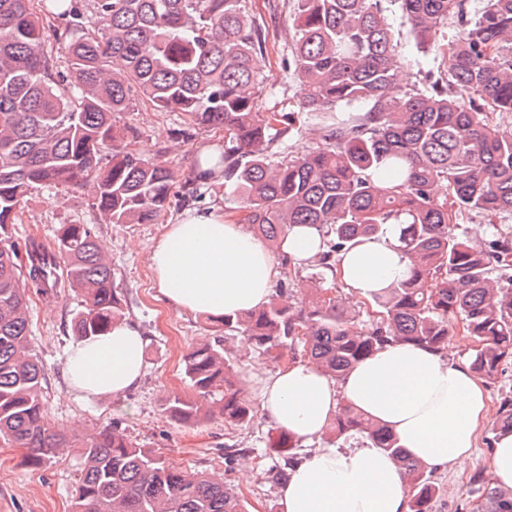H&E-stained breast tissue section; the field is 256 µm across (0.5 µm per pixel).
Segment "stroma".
<instances>
[{"label": "stroma", "mask_w": 512, "mask_h": 512, "mask_svg": "<svg viewBox=\"0 0 512 512\" xmlns=\"http://www.w3.org/2000/svg\"><path fill=\"white\" fill-rule=\"evenodd\" d=\"M388 15L398 53L406 63L400 77L401 88L419 84L423 71L428 69L447 75L448 61L442 53H422L397 11L389 10ZM245 16L265 24L268 31L267 49L256 59V70L264 79L259 98L261 112L298 111L301 90L295 80L285 79L282 71L291 47L287 0H246ZM182 120L180 113L156 112L142 102L116 116L118 127L136 130L135 147L144 156L168 149L170 160L185 181L194 177L195 151L223 139L224 134L202 128L190 141L174 140L172 132ZM202 192V198L190 205L194 209L219 206L234 212L236 205L224 185L210 183L203 186ZM190 206L173 201L163 221L154 224H105L82 190L36 188L28 195L15 226L16 237L34 236L49 244L58 225H96L115 284L124 295L125 318L136 323L147 338L144 374L135 389L106 400L76 397L68 389L64 364L75 342L70 320L79 309L80 300L69 290L47 297L31 296L29 346L44 365L48 415L59 428L85 433L118 426L143 448L174 465L223 476L245 501L248 512H280V489L264 478L265 469L280 460L273 450L279 434L263 414H256L249 426L233 430L217 416L185 426L170 421L163 412L170 395L193 396L183 373V357L205 338L223 336L225 350L247 371L245 391L249 399L257 397V383L249 374L251 367L258 363L270 372L278 367L271 357L246 346L242 337L224 336L221 323L202 314L174 310L159 299L151 252L166 223ZM491 436V427H484L465 471L447 468L434 472L432 479L438 487L436 512H473L479 495L472 480L478 472L490 469L487 441ZM82 468L83 461L74 448L67 449L56 463L34 469L24 463L22 449L0 445V512H70Z\"/></svg>", "instance_id": "obj_1"}]
</instances>
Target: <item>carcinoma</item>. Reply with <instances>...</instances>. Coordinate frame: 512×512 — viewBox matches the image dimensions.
Instances as JSON below:
<instances>
[{
    "label": "carcinoma",
    "mask_w": 512,
    "mask_h": 512,
    "mask_svg": "<svg viewBox=\"0 0 512 512\" xmlns=\"http://www.w3.org/2000/svg\"><path fill=\"white\" fill-rule=\"evenodd\" d=\"M398 6L417 48L442 47L448 23L449 78L425 75L398 94L401 67L384 3ZM0 0V443L22 448L32 467L77 448L84 459L72 512H247L231 485L155 456L116 426L92 434L50 423L43 365L28 346L30 295L68 288L80 296L71 320L78 339L101 336L125 319L91 224H62L50 248L13 239L23 199L37 187L89 190L106 224H150L171 206L178 171L166 153L130 148L132 128L116 114L135 98L179 112L190 128L224 131V184L242 221L269 242L307 224L325 238L308 263L318 270L308 298L289 290L292 260L265 306L226 315L224 335L193 346L184 374L196 397L173 395L165 413L182 425L214 414L233 427L254 418L226 351L242 334L275 360L302 345L310 362L341 377L390 342L448 350L457 324L472 340L471 367L488 382L512 362V224H492L480 243L455 233L465 213L512 217V132L492 123L512 113V0H288L294 30L286 70L302 87L299 109L318 142L289 145L290 112H259L253 58L266 49L264 26L245 19V0H94L88 18L75 0ZM67 55L58 69L57 51ZM371 109L343 117L342 104ZM111 154L101 165L102 152ZM395 224L407 276L371 307L348 311L334 276L340 252ZM368 317L357 329L356 320ZM336 438L358 435L401 468L410 512H433L432 474L410 459L390 430L356 409H340ZM512 432V393L500 398L494 433ZM282 462L265 472L285 483L300 457L282 434ZM484 512H512V490L478 474Z\"/></svg>",
    "instance_id": "obj_1"
}]
</instances>
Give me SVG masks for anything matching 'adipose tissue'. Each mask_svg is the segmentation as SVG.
Masks as SVG:
<instances>
[{
  "instance_id": "obj_1",
  "label": "adipose tissue",
  "mask_w": 512,
  "mask_h": 512,
  "mask_svg": "<svg viewBox=\"0 0 512 512\" xmlns=\"http://www.w3.org/2000/svg\"><path fill=\"white\" fill-rule=\"evenodd\" d=\"M151 266L170 307L213 317L266 305L280 274L238 217L215 208L167 225ZM407 270L391 228L341 253L335 267L349 304L372 301ZM145 345L128 321L75 342L66 367L71 390L85 399L129 391L141 379ZM254 376L266 419L309 449L280 491L281 512H409L403 476L380 449L320 447L341 406L383 423L431 470L465 468L489 412L486 387L465 358L402 343L384 345L338 379L303 361Z\"/></svg>"
}]
</instances>
